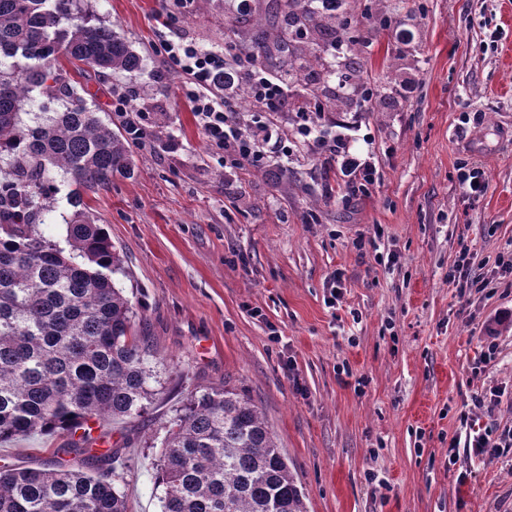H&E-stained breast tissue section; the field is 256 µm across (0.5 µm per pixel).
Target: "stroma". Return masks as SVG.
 Here are the masks:
<instances>
[{"instance_id": "obj_1", "label": "stroma", "mask_w": 512, "mask_h": 512, "mask_svg": "<svg viewBox=\"0 0 512 512\" xmlns=\"http://www.w3.org/2000/svg\"><path fill=\"white\" fill-rule=\"evenodd\" d=\"M269 3L85 0L144 59L140 73L85 82L86 103L122 131L110 95L121 85L153 131L150 147L134 148L131 175L83 194L122 259L115 284L160 373L142 418L105 427L130 442L129 512L160 510L156 464L176 407L226 385L262 410L308 512H512V454L463 448L448 461L474 394L501 387L485 424L512 426V277L464 306L448 282L461 243L480 268L512 244V0H346L345 19L374 16L372 45L355 58L321 45L313 89L334 104L326 120L371 153L379 179L365 192L303 150L286 174L224 168L153 50L166 20L217 48L228 23L242 40L276 37L279 24H256ZM382 16L398 22L380 28ZM352 59L378 98L372 111L341 93ZM462 162L488 178L472 207L457 183ZM389 253L396 265L376 262ZM492 328L498 354L473 372ZM67 445L60 434L15 440L0 446V466H38Z\"/></svg>"}]
</instances>
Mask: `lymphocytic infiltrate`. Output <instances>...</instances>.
<instances>
[{
	"mask_svg": "<svg viewBox=\"0 0 512 512\" xmlns=\"http://www.w3.org/2000/svg\"><path fill=\"white\" fill-rule=\"evenodd\" d=\"M155 51L165 65L181 77V94L190 104L212 153L221 155L229 169H260L277 157L291 155L299 145L316 155L323 166L338 167L347 185L374 184L378 171L370 157L352 151L348 139L321 123L323 108L312 94L296 89L289 75L257 65L255 59L226 49L206 47L187 40L176 29L159 32ZM237 76L249 92L253 112L240 114L232 105L229 76ZM296 100V123L289 139H279L276 116L289 100ZM476 254L461 243L448 268V281L461 292H481L489 278L474 269ZM500 403L497 391L472 396L459 414L463 440H451V448L465 447L478 458L494 459L512 450V428L500 435L482 428L483 417L492 415Z\"/></svg>",
	"mask_w": 512,
	"mask_h": 512,
	"instance_id": "obj_1",
	"label": "lymphocytic infiltrate"
}]
</instances>
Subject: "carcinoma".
<instances>
[{
  "label": "carcinoma",
  "instance_id": "carcinoma-1",
  "mask_svg": "<svg viewBox=\"0 0 512 512\" xmlns=\"http://www.w3.org/2000/svg\"><path fill=\"white\" fill-rule=\"evenodd\" d=\"M81 0H0V443L64 433L70 460L0 469V512H128L121 448L103 452L75 430L141 417L156 395L150 346L132 330L133 304L116 287L120 255L87 205L73 202L66 246L38 226L54 205L55 175L95 191L133 171L129 141L87 107L80 75L139 73L143 59ZM273 16L320 41H339L335 16L306 0H272ZM254 59L288 43L236 44ZM38 94L58 109L32 124ZM160 512H307L302 485L255 402L231 387L190 393L161 441Z\"/></svg>",
  "mask_w": 512,
  "mask_h": 512
}]
</instances>
